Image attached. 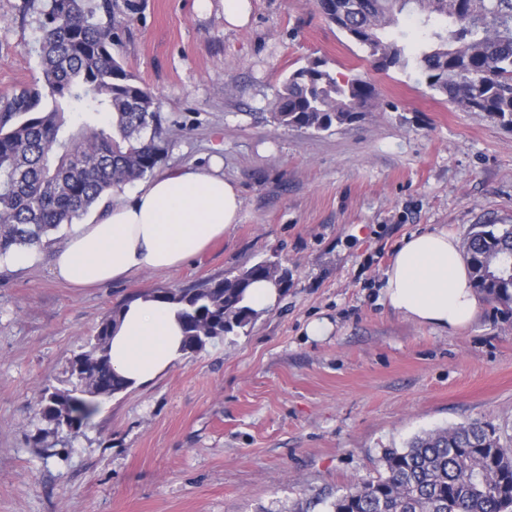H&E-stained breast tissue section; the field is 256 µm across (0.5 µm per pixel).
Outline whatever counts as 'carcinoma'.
Returning a JSON list of instances; mask_svg holds the SVG:
<instances>
[{
    "instance_id": "carcinoma-1",
    "label": "carcinoma",
    "mask_w": 512,
    "mask_h": 512,
    "mask_svg": "<svg viewBox=\"0 0 512 512\" xmlns=\"http://www.w3.org/2000/svg\"><path fill=\"white\" fill-rule=\"evenodd\" d=\"M324 17L365 48L383 70L413 61L429 88L471 112L512 126V0H316ZM117 0H50L40 26L42 79L0 106V256L41 248L51 232L81 218L108 191L145 178L164 159L161 103L114 56ZM417 15L424 40L397 36L400 15ZM376 95L360 79L340 84L323 64L295 70L272 102L273 119L292 130L324 131L369 111ZM108 127L98 126L100 114ZM474 287L506 308L512 279L498 276L512 252V224H477L463 242ZM255 279L288 284V268L266 259L232 277L167 291L182 306L185 351L249 326L242 305ZM121 309L104 318L68 361L60 387L38 406L52 433L87 426L99 400L127 390L108 356ZM378 476L358 480L327 512H512V448L482 422L426 432L386 448Z\"/></svg>"
}]
</instances>
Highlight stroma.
I'll return each instance as SVG.
<instances>
[{
    "mask_svg": "<svg viewBox=\"0 0 512 512\" xmlns=\"http://www.w3.org/2000/svg\"><path fill=\"white\" fill-rule=\"evenodd\" d=\"M48 0H0V98L41 77ZM116 52L162 101L168 153L157 173L224 162L240 224L174 271L71 288L51 270L62 225L30 265L0 261V512H290L376 477L386 448L479 420L512 444V315L484 301L455 335L380 301L413 233L512 224V130L432 91L416 65L378 69L315 0H251L228 27L220 0H135ZM322 60L379 105L326 131L278 126L288 76ZM291 277L244 330L184 355L149 385L101 400L91 425L34 441L37 403L112 309L266 260ZM330 322L310 338L307 324Z\"/></svg>",
    "mask_w": 512,
    "mask_h": 512,
    "instance_id": "obj_1",
    "label": "stroma"
}]
</instances>
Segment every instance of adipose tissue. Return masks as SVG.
I'll list each match as a JSON object with an SVG mask.
<instances>
[{"mask_svg": "<svg viewBox=\"0 0 512 512\" xmlns=\"http://www.w3.org/2000/svg\"><path fill=\"white\" fill-rule=\"evenodd\" d=\"M242 206L220 160L167 171L73 225L53 254L52 272L71 287L98 288L145 270L179 267L237 224ZM380 297L414 323L450 334L469 326L481 307L461 243L445 231L411 235L385 270ZM179 312V305L151 297L123 307L108 356L131 387L148 385L183 356Z\"/></svg>", "mask_w": 512, "mask_h": 512, "instance_id": "obj_1", "label": "adipose tissue"}]
</instances>
